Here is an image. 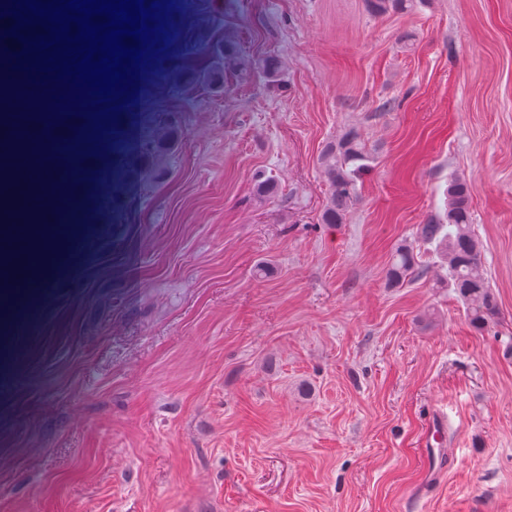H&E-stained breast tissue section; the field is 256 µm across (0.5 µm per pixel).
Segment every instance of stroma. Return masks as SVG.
<instances>
[{
	"label": "stroma",
	"instance_id": "1",
	"mask_svg": "<svg viewBox=\"0 0 512 512\" xmlns=\"http://www.w3.org/2000/svg\"><path fill=\"white\" fill-rule=\"evenodd\" d=\"M171 2L73 206L97 221L12 338L0 512H512V0ZM350 127L376 166L325 224L319 156ZM453 178L482 330L419 239ZM405 242L424 273L393 287Z\"/></svg>",
	"mask_w": 512,
	"mask_h": 512
}]
</instances>
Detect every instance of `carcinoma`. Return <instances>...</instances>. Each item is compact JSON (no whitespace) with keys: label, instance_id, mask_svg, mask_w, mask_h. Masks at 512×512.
I'll use <instances>...</instances> for the list:
<instances>
[{"label":"carcinoma","instance_id":"carcinoma-1","mask_svg":"<svg viewBox=\"0 0 512 512\" xmlns=\"http://www.w3.org/2000/svg\"><path fill=\"white\" fill-rule=\"evenodd\" d=\"M418 0H367L376 15L404 12ZM330 188V197L322 213V223L343 224L359 199L360 182L375 166V158L366 150L359 130L351 127L324 148L319 158ZM473 187L462 179L448 182L446 222L432 216L421 225L422 240L435 245L448 267V287L463 302L467 320L476 329L492 323L498 306L489 282L484 276L481 246L471 230L470 201ZM418 268L413 248L398 246L387 271L392 284L411 277Z\"/></svg>","mask_w":512,"mask_h":512}]
</instances>
